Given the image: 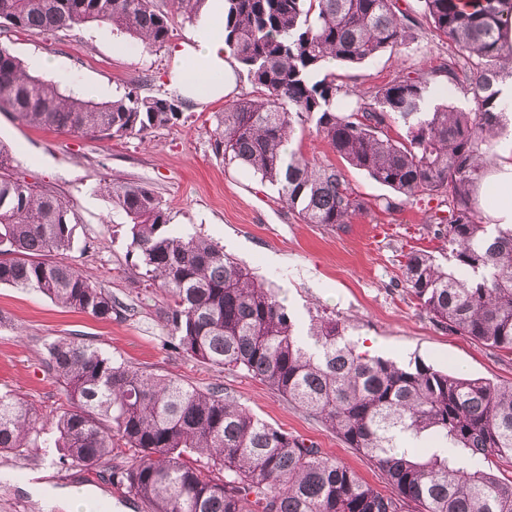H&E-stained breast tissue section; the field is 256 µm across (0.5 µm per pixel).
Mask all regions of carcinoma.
Listing matches in <instances>:
<instances>
[{"instance_id": "obj_1", "label": "carcinoma", "mask_w": 512, "mask_h": 512, "mask_svg": "<svg viewBox=\"0 0 512 512\" xmlns=\"http://www.w3.org/2000/svg\"><path fill=\"white\" fill-rule=\"evenodd\" d=\"M206 0H0V25L48 35L99 22L156 51L173 18L194 23ZM224 0V43L252 91L224 104L208 131L224 164L277 188L306 224L341 228L372 208L342 169L289 149L315 126L349 166L407 202L441 196L431 215L448 243V266L422 250L407 256L408 293L451 333L512 356V224H488L477 189L497 159L512 112L497 84L512 79V0ZM427 27L455 45L462 63L398 72L349 95L329 67L352 68L406 49ZM472 106L432 103L435 77ZM175 95L95 102L31 75L0 47V111L23 123L103 139L144 136L177 124ZM0 146V285L110 319L119 305L80 267L73 205L51 186L12 171ZM100 192L126 216L133 267L168 298L173 346L199 363L244 371L321 420L383 474L375 490L314 445L258 419L218 387L201 389L118 363L74 337L46 340L45 369L68 407L51 419L57 463L88 473L107 461L114 491L148 512H512V386L467 378L419 360L356 352L345 323L315 311L298 323L278 293L209 238L170 225L149 187L105 180ZM43 416L0 392V458L38 447Z\"/></svg>"}]
</instances>
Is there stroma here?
I'll return each mask as SVG.
<instances>
[{"label": "stroma", "mask_w": 512, "mask_h": 512, "mask_svg": "<svg viewBox=\"0 0 512 512\" xmlns=\"http://www.w3.org/2000/svg\"><path fill=\"white\" fill-rule=\"evenodd\" d=\"M192 24L175 19L170 41L145 52L134 41L103 25L77 31L0 35L32 74L60 88L104 102L131 87L142 93L166 92L176 67L175 49L189 44ZM50 67H40V60ZM451 42L427 29L398 53L384 52L358 67L340 69L352 94L389 81L400 69H434L457 61ZM224 97L188 105L179 123L145 138L65 134L31 127L0 112V144L21 175L54 185L73 203L77 225L69 260L111 292L122 310L109 320L72 312L32 291L0 286V391L33 403L43 414L66 405V396L44 367V343L69 336L94 344L119 362L180 379L199 388L220 386L234 400L273 427L314 443L381 492H389L381 472L346 445L321 421L244 372L219 371L173 348L163 320L167 301L159 289L139 281L128 255L122 214L99 190L103 178L144 184L166 201L171 223L186 234H201L223 246L267 285L275 288L300 320L321 309L338 315L346 335L364 341L375 356L418 358L438 369H454L502 385L512 384V358L451 332L422 312L403 286L406 256L433 252L438 263L448 252L426 226L437 200L379 208L391 192L363 172L344 167L346 178L373 205L346 228L303 223L278 199L275 189L246 168L224 165L212 153L207 131ZM56 452L37 448L26 457L0 459V512H65L53 499L65 488L82 491L107 512H147L133 497H118L107 478L56 465Z\"/></svg>", "instance_id": "1"}]
</instances>
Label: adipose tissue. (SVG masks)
<instances>
[{
    "label": "adipose tissue",
    "mask_w": 512,
    "mask_h": 512,
    "mask_svg": "<svg viewBox=\"0 0 512 512\" xmlns=\"http://www.w3.org/2000/svg\"><path fill=\"white\" fill-rule=\"evenodd\" d=\"M223 17L224 0H208L198 19L194 42L184 49L193 65L178 67L170 73L169 90L197 104L234 90L236 64L217 30V22ZM483 185L491 190L490 195L481 198L490 223L512 224V146L502 147Z\"/></svg>",
    "instance_id": "ef3b65f1"
}]
</instances>
